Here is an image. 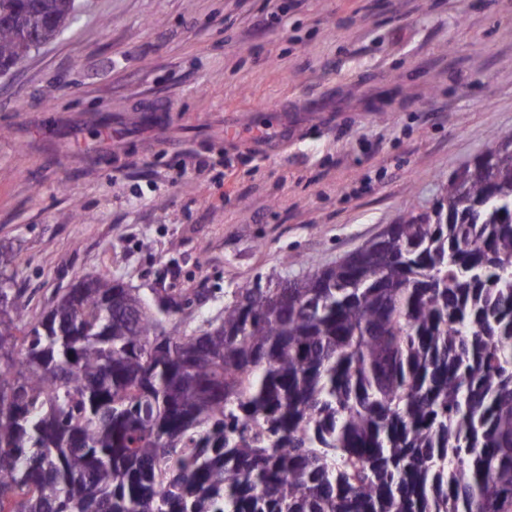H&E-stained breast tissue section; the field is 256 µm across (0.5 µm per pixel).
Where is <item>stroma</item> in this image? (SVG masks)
<instances>
[{"label":"stroma","instance_id":"1","mask_svg":"<svg viewBox=\"0 0 512 512\" xmlns=\"http://www.w3.org/2000/svg\"><path fill=\"white\" fill-rule=\"evenodd\" d=\"M77 5L0 75V241L31 316L93 275L177 298L166 330L207 327L237 288L432 211L512 131V0ZM265 109L288 128L269 152Z\"/></svg>","mask_w":512,"mask_h":512}]
</instances>
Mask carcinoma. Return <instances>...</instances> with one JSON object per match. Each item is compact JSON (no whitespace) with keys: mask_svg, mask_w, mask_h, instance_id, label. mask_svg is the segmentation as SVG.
Instances as JSON below:
<instances>
[{"mask_svg":"<svg viewBox=\"0 0 512 512\" xmlns=\"http://www.w3.org/2000/svg\"><path fill=\"white\" fill-rule=\"evenodd\" d=\"M76 0H0V70ZM512 133L432 213L218 324L87 278L29 321L0 242V512H512Z\"/></svg>","mask_w":512,"mask_h":512,"instance_id":"1","label":"carcinoma"}]
</instances>
